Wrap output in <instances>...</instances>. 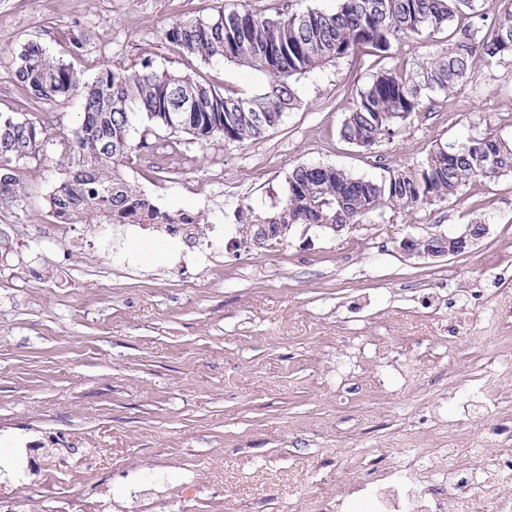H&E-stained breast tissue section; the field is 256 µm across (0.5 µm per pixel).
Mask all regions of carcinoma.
I'll use <instances>...</instances> for the list:
<instances>
[{
  "label": "carcinoma",
  "mask_w": 512,
  "mask_h": 512,
  "mask_svg": "<svg viewBox=\"0 0 512 512\" xmlns=\"http://www.w3.org/2000/svg\"><path fill=\"white\" fill-rule=\"evenodd\" d=\"M465 17L440 53L376 72L356 95L342 122L344 140L371 148L396 135L420 112L423 100L449 95L471 68L512 60V0H339L334 12H278L257 16L247 7L210 19H179L164 36L183 53L253 69L266 84L251 96L222 92L187 73L158 71L149 60L137 68L107 69L84 82L73 67L39 43L14 55L15 78L35 110L41 101L78 94L83 112L72 142L66 178L46 198L62 224H193L203 231L206 214L171 215L160 210L122 167L130 159L131 117L145 131L187 134L199 144L262 137L301 103L299 84L315 69L367 48L393 57L394 44L425 40ZM49 142L36 117L0 114V211H23L24 186L11 164L48 159ZM512 172V140H470L438 146L419 165L393 170L380 180L357 178L331 166H298L283 199L266 213L234 212L244 244L280 240L301 224H364L387 210L413 211L442 202L478 178Z\"/></svg>",
  "instance_id": "1"
}]
</instances>
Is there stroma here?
I'll use <instances>...</instances> for the list:
<instances>
[{
    "mask_svg": "<svg viewBox=\"0 0 512 512\" xmlns=\"http://www.w3.org/2000/svg\"><path fill=\"white\" fill-rule=\"evenodd\" d=\"M285 0H0V113H26L12 57L41 43L85 79L150 59L243 94L252 69L184 56L173 20ZM81 39L73 50L72 39ZM385 59L360 51L316 70L301 105L263 138L198 144L173 164L143 143L124 168L161 209L206 212L192 243L164 225H57L46 195L65 177L80 97L40 104L58 147L13 165L25 210L0 212V500L20 512H78L100 480L103 512H290L303 496L362 512L380 470L429 474L431 454L512 448L493 435L512 414V174L341 233L292 226L280 243L241 244L233 213L271 209L298 165L378 180L438 145L512 139V62L473 70L403 132L364 150L340 127ZM488 232L457 256L408 257L407 235Z\"/></svg>",
    "mask_w": 512,
    "mask_h": 512,
    "instance_id": "1",
    "label": "stroma"
}]
</instances>
